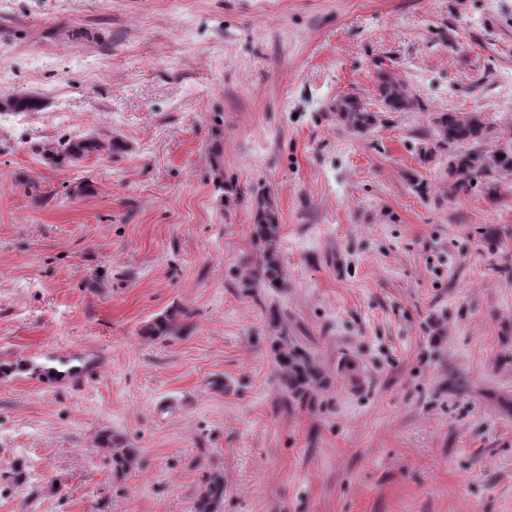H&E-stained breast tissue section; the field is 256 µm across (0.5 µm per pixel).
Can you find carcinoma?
I'll use <instances>...</instances> for the list:
<instances>
[{
    "label": "carcinoma",
    "instance_id": "1",
    "mask_svg": "<svg viewBox=\"0 0 512 512\" xmlns=\"http://www.w3.org/2000/svg\"><path fill=\"white\" fill-rule=\"evenodd\" d=\"M376 100L389 112H411L421 107L420 100L400 78L386 72L379 73L376 81ZM372 103L362 97L345 94L334 100L332 111L345 130L363 134L378 122V113L371 110ZM40 109L39 102L28 95L12 94L0 98V112H30ZM489 132L488 122L481 112H441L434 118V134L440 145H450L448 154V198L456 199L474 189L484 193L488 200L500 198L499 184L512 175V141L496 148L484 147ZM123 150L118 139L97 136H76L60 139L42 146L41 156L59 165L76 162L91 154H112ZM279 223L270 199L260 197L253 218V234L261 250V259L241 274L247 287L256 282L271 290L283 287V265L279 252ZM190 319L192 313L176 307L156 318L149 326L148 335L166 336L180 318ZM277 377L283 389L301 396L323 381L322 372L305 351L288 343L285 336L276 337L272 347ZM112 463L126 470L137 462V453L131 448H111ZM224 502V478L213 475L193 504V512H221Z\"/></svg>",
    "mask_w": 512,
    "mask_h": 512
}]
</instances>
